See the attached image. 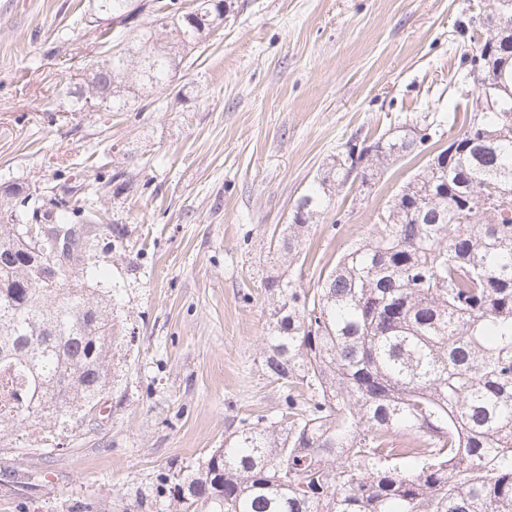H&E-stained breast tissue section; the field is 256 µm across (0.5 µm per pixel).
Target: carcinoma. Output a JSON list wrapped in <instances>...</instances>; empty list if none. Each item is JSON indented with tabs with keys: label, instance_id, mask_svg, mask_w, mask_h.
Instances as JSON below:
<instances>
[{
	"label": "carcinoma",
	"instance_id": "cac0c4a2",
	"mask_svg": "<svg viewBox=\"0 0 512 512\" xmlns=\"http://www.w3.org/2000/svg\"><path fill=\"white\" fill-rule=\"evenodd\" d=\"M512 37V6L497 9ZM227 0H92L98 44L128 40L65 92L120 110L135 90H168L180 64L228 18ZM488 40L471 41L455 85L475 81ZM438 127L420 112L313 181L291 223L271 238L276 254L300 258L332 189L372 182L392 162L426 152ZM476 144L445 168L409 179L369 237L355 240L300 288L276 270L263 351L265 375L285 392L275 417L243 418L191 472L174 477L180 512H512V96L471 114L458 132ZM126 171H98L96 196ZM45 186L0 184V439L33 420L64 422L91 411L112 382L119 331L107 295L76 272L41 261L16 225L86 241L76 225L94 209L69 207Z\"/></svg>",
	"mask_w": 512,
	"mask_h": 512
}]
</instances>
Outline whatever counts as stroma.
I'll list each match as a JSON object with an SVG mask.
<instances>
[{
	"mask_svg": "<svg viewBox=\"0 0 512 512\" xmlns=\"http://www.w3.org/2000/svg\"><path fill=\"white\" fill-rule=\"evenodd\" d=\"M232 3L175 90L74 112L61 90L99 55L88 0H0V183L77 186L102 165L143 184L102 193L75 265L112 294L114 380L96 410L0 440V470L31 481L0 482V512H149L171 501L163 475L204 461L240 419L275 416L283 392L262 367L273 232L347 140L415 112L465 117L451 79L478 0ZM424 162L333 191L310 261L291 266L299 285L367 237Z\"/></svg>",
	"mask_w": 512,
	"mask_h": 512,
	"instance_id": "1",
	"label": "stroma"
}]
</instances>
